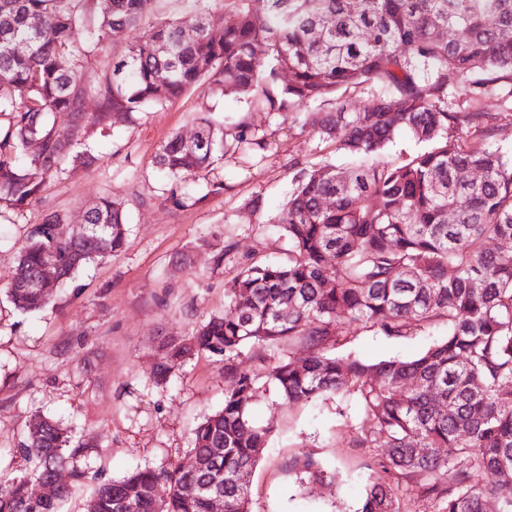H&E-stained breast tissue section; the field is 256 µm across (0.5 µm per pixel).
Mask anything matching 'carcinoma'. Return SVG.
Masks as SVG:
<instances>
[{"label": "carcinoma", "mask_w": 512, "mask_h": 512, "mask_svg": "<svg viewBox=\"0 0 512 512\" xmlns=\"http://www.w3.org/2000/svg\"><path fill=\"white\" fill-rule=\"evenodd\" d=\"M148 2L0 0V207L24 209L70 164L92 168L97 157L82 148L89 128L107 131L204 84L262 112L313 106L302 125L349 167L289 164L292 192L274 218L288 261L245 268L224 316L159 346L162 373L193 351L224 361L223 407L195 427L188 451L198 468L171 460L101 482L85 512H211L218 496L224 512H251V476L273 432L250 415L262 387L288 405L357 394L371 428L351 447L382 449L366 464L359 512H401L403 486L438 512H487L491 501L512 512V261L502 258L512 252V162L448 139L464 120L503 129L496 112L448 110V74L472 102L512 96V0H238L218 28L205 17L206 0H194L202 18L193 33L163 21L111 72L91 76V55L135 26ZM450 29L459 36L448 38ZM351 85L377 91L373 108L339 96ZM59 114L70 118L66 133L56 127ZM195 130L193 141L169 136L155 156L174 208L190 198L186 181L231 150L208 117ZM402 132L429 148L384 161L381 151ZM233 140L256 152L269 147L243 122ZM68 223L53 212L29 229L6 288L16 310L49 304L52 294L34 287L46 263L61 283L126 246L122 201L103 197L84 210L86 232L73 235ZM437 320L447 321V337L408 360L336 353L342 322L400 337ZM296 341L307 350L300 367L284 354ZM70 443L58 422L33 415L14 448L30 467L0 476V512H64L82 474L69 471L52 498L32 497L30 484L67 467L77 452ZM288 468L308 480L336 478L310 455ZM483 472L495 481L480 484Z\"/></svg>", "instance_id": "obj_1"}]
</instances>
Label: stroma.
I'll list each match as a JSON object with an SVG mask.
<instances>
[{"mask_svg": "<svg viewBox=\"0 0 512 512\" xmlns=\"http://www.w3.org/2000/svg\"><path fill=\"white\" fill-rule=\"evenodd\" d=\"M195 18L193 0H150L138 29L100 46L91 72L110 70L158 22L188 26ZM204 112L228 129L242 120L253 123L271 148L261 157L227 154L214 171L193 180L197 203L176 210L163 201L166 179L154 156L173 132L192 131ZM301 119L298 112L253 110L203 86L164 108L116 122L109 135L90 134L98 168L68 169L46 185L39 203L10 214L0 237V471L26 469L12 450L37 411L68 426L79 448L73 465L86 478L67 512H83L96 482L185 459L193 429L223 405L224 364L197 353L161 382L157 348L223 314L225 291L244 264L287 261L288 240L272 220L291 189L289 159L307 167L342 159L303 129ZM216 179L224 190L213 194L209 184ZM107 196L126 203V247L81 269L42 310L17 311L4 288L28 229L52 211L79 221L85 207ZM255 198L256 211L250 206ZM214 235L225 247L220 261L204 244ZM447 331L443 320L426 329L409 327L404 337L354 324L336 351L368 362L409 359ZM252 415L274 431L252 476L251 512H357L365 489L362 466L372 451L350 445L358 429L371 427L353 392L288 406L263 391ZM308 454L335 470L334 482L304 484L287 468L288 459Z\"/></svg>", "mask_w": 512, "mask_h": 512, "instance_id": "stroma-1", "label": "stroma"}]
</instances>
